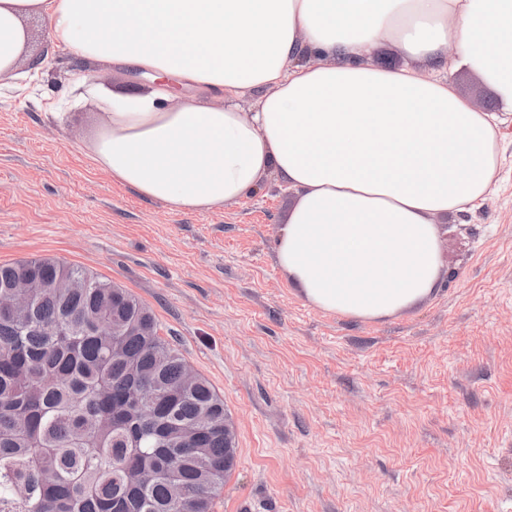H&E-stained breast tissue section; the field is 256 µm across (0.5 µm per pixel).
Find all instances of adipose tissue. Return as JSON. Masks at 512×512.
<instances>
[{
	"instance_id": "obj_1",
	"label": "adipose tissue",
	"mask_w": 512,
	"mask_h": 512,
	"mask_svg": "<svg viewBox=\"0 0 512 512\" xmlns=\"http://www.w3.org/2000/svg\"><path fill=\"white\" fill-rule=\"evenodd\" d=\"M39 18L75 60L196 91L175 106L162 85L122 94L84 78L96 168L180 212L238 203L280 177L297 195L277 239L283 273L351 318L430 295L433 218L483 205L512 122V0H0V79L40 72L27 26ZM388 44L408 64L373 65ZM452 50L500 111L457 92Z\"/></svg>"
}]
</instances>
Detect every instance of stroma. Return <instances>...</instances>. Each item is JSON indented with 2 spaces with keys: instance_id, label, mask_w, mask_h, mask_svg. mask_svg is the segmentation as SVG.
Instances as JSON below:
<instances>
[{
  "instance_id": "35a3bbf8",
  "label": "stroma",
  "mask_w": 512,
  "mask_h": 512,
  "mask_svg": "<svg viewBox=\"0 0 512 512\" xmlns=\"http://www.w3.org/2000/svg\"><path fill=\"white\" fill-rule=\"evenodd\" d=\"M49 59L0 81V263L52 258L128 289L224 401L236 464L215 512H512V125L484 206L436 216L442 279L393 316L320 310L276 261L296 202L278 178L221 209L142 200L86 157L77 75L138 91L139 71Z\"/></svg>"
}]
</instances>
